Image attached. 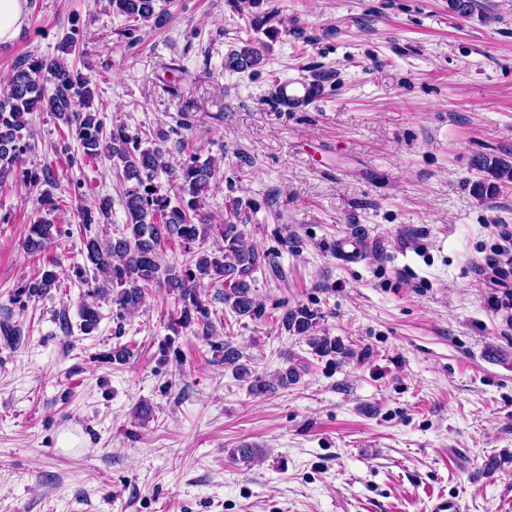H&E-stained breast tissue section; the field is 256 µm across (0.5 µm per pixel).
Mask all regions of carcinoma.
Returning <instances> with one entry per match:
<instances>
[{
    "label": "carcinoma",
    "mask_w": 512,
    "mask_h": 512,
    "mask_svg": "<svg viewBox=\"0 0 512 512\" xmlns=\"http://www.w3.org/2000/svg\"><path fill=\"white\" fill-rule=\"evenodd\" d=\"M113 10L134 22H153L159 28L164 14L156 11L157 0H111ZM263 54L250 42L234 50L228 57L230 67L247 70L262 61ZM97 94L91 76L68 64L63 58H27L17 63L8 75L0 93V183L14 175L32 187L39 186L37 174L24 168L28 150L24 130L29 126L27 115L49 112L63 121L79 143L83 156L91 159L106 155L123 167L126 180L133 182L124 194L127 221L126 232L117 238L100 241L89 237L84 242L87 259L95 266L94 281L104 280L110 287L95 286L87 297H110L117 315L138 309L146 292L154 284L178 294L181 303L175 324L181 328L201 327L205 340L216 337L210 310L201 299L199 284L205 277L218 280L221 289L217 297L240 317L259 319L263 304L254 296L249 280L261 265L265 255L250 243L238 225L227 222L213 226L202 212V200L216 176V166L194 157L179 164L180 174L168 181V190L156 182L161 171L168 170L164 150L160 147L141 148L125 126L119 124L107 131L99 113L93 110ZM478 169L490 179L476 184L480 193L494 194L503 183L512 181V163L502 159L480 157ZM111 203L107 199L83 203L77 207L79 223L86 229L109 218ZM54 225L39 219L30 225L26 248L33 255L48 250L55 240ZM217 230L222 243L210 254L193 253V245ZM176 240L188 255L184 264L164 266L159 262V248L166 241ZM59 274L51 270L41 278L22 287L29 296H38L56 286ZM80 329L89 333L99 322L92 303L80 307ZM282 326L305 338L315 355L323 358L352 352L329 336H314L316 314L307 309L287 310ZM224 363L235 367L238 377L248 382L253 394L274 393L297 384L302 369L291 364L270 380L252 377L251 371L239 363L240 353L226 343L220 347Z\"/></svg>",
    "instance_id": "obj_1"
}]
</instances>
